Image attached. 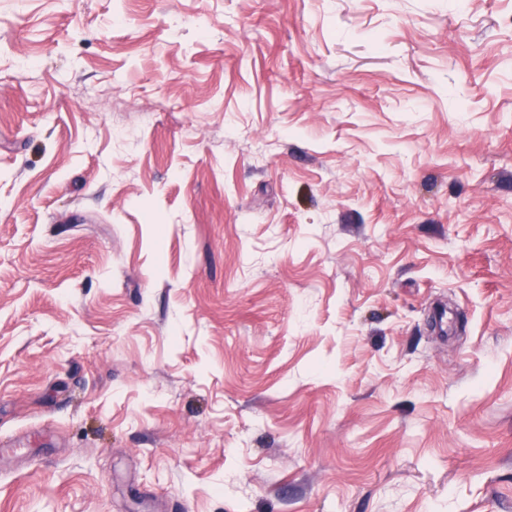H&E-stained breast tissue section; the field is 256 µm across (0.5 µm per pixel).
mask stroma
Instances as JSON below:
<instances>
[{"label":"stroma","instance_id":"35a3bbf8","mask_svg":"<svg viewBox=\"0 0 512 512\" xmlns=\"http://www.w3.org/2000/svg\"><path fill=\"white\" fill-rule=\"evenodd\" d=\"M0 512H512V0H0Z\"/></svg>","mask_w":512,"mask_h":512}]
</instances>
